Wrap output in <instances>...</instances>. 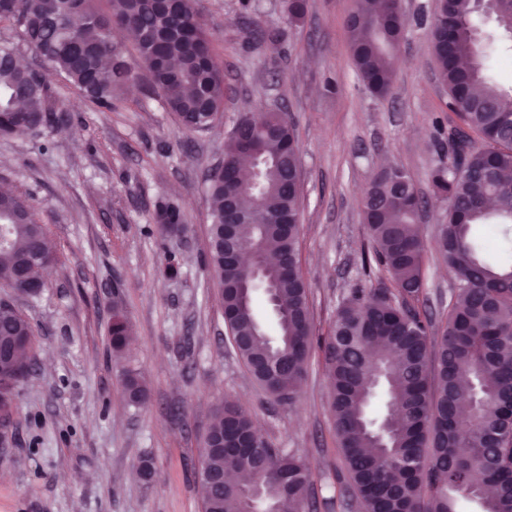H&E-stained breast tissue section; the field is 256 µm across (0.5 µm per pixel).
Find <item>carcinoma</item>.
<instances>
[{
    "label": "carcinoma",
    "instance_id": "cac0c4a2",
    "mask_svg": "<svg viewBox=\"0 0 512 512\" xmlns=\"http://www.w3.org/2000/svg\"><path fill=\"white\" fill-rule=\"evenodd\" d=\"M307 0H288V21L301 22ZM13 27L0 39V136L38 137L51 125L49 77L60 76L97 106L110 109L117 91L133 80L124 48L112 27L133 36L150 82L167 111L189 132L207 130L224 111V73L214 57L205 23L194 0H172L160 9L147 0H111V13L92 0H0V23ZM405 20L389 0H357L348 23L354 67L364 87L383 96L394 81L395 55ZM431 43L448 110L456 121L446 141L455 161L431 170L433 193L448 202L436 225L437 248L457 283L448 319L433 344L429 322L417 306L424 287L419 207L404 197L392 172L374 174L362 193V215L372 250L365 255L364 282L340 302L324 340L331 414L343 470L336 483L355 493L361 512H459L462 502L481 512H512V264L493 263L486 244L473 233L479 224L512 253V88L488 76V59L512 51V11L503 7L488 20L474 0H440L431 25ZM42 59L45 75L35 79L13 62L19 45ZM239 136L228 138L224 164L237 168L241 140L263 160L257 187L248 179H206L212 198L206 261L219 285L246 287L245 294L220 297L229 308L232 336L247 341L235 348L257 384L270 397L293 399L299 392L315 328L309 291L299 270L300 191L293 158L298 150L292 126L277 112H251L237 119ZM237 199L239 218L224 212V197ZM156 233L182 223L180 209L163 204ZM239 222L245 237L260 239L273 288L276 334L261 326L254 305L259 286L244 266L224 259L215 246L224 224ZM58 262L45 225L29 199L0 192V286L30 296L19 272ZM389 281L378 287L373 277ZM131 334L116 312L109 326L112 352L121 356ZM0 347L16 355L0 358V413L11 410L14 390L31 370L34 350L29 319L0 299ZM123 392L132 406L149 399L141 374L124 371ZM473 417L476 429L461 426ZM256 437L263 465L247 467L242 456L221 453L202 441L204 470H222L232 461L250 474L248 484L228 482L210 493L199 487L203 512H290L309 493L311 465L277 448L253 427L251 417L232 404L216 408L209 430L224 427ZM484 487L471 496L458 490L473 469Z\"/></svg>",
    "mask_w": 512,
    "mask_h": 512
}]
</instances>
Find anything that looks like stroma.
I'll use <instances>...</instances> for the list:
<instances>
[{
    "label": "stroma",
    "instance_id": "obj_1",
    "mask_svg": "<svg viewBox=\"0 0 512 512\" xmlns=\"http://www.w3.org/2000/svg\"><path fill=\"white\" fill-rule=\"evenodd\" d=\"M436 0H401L406 20L394 84L371 96L351 62L347 22L356 0H309L289 24L284 0H195L224 72V110L206 132L185 131L147 81L103 111L54 76L49 106L59 121L45 139L0 137V188L27 196L59 261L46 286L20 300L36 347L0 432V512H203L194 467L217 404L242 406L264 437L315 469L314 512H361L350 492L330 489L341 464L325 354L336 309L362 279L371 242L362 192L382 159L403 166L429 201L423 217L421 307L441 327L454 277L436 249L446 211L432 168L447 163L436 129L453 114L430 43ZM281 39L247 44L252 23ZM284 113L299 143L300 271L318 341L293 402L269 398L231 348L207 268L211 198L205 176L224 157V138L246 112ZM180 205L185 237L159 239V202ZM179 277L162 274L169 260ZM132 337L112 355L113 311ZM142 373L147 405L127 404L125 369ZM149 461L150 479L139 466Z\"/></svg>",
    "mask_w": 512,
    "mask_h": 512
}]
</instances>
